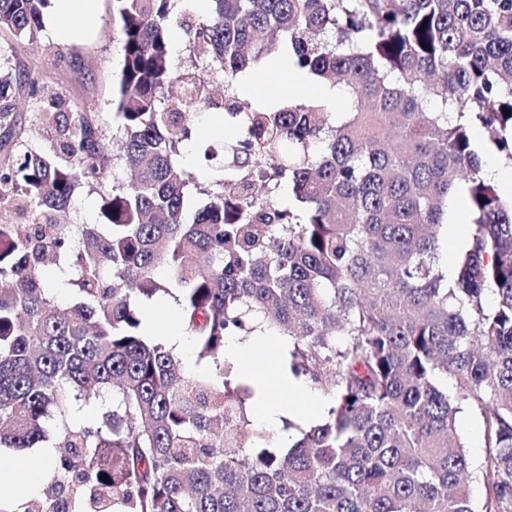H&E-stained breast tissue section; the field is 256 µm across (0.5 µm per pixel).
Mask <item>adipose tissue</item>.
I'll list each match as a JSON object with an SVG mask.
<instances>
[{
    "label": "adipose tissue",
    "mask_w": 512,
    "mask_h": 512,
    "mask_svg": "<svg viewBox=\"0 0 512 512\" xmlns=\"http://www.w3.org/2000/svg\"><path fill=\"white\" fill-rule=\"evenodd\" d=\"M55 5L50 15V25L57 37L63 40H74L92 32L97 24V0H54ZM260 339H253L250 345L230 341L225 346L226 356L234 362L242 363L253 383L259 388L257 409L260 421L275 434V443L287 444L288 438L279 432L281 416L290 414L296 417L311 416L319 413L325 406V399L305 385L289 377L281 375L280 384L294 395L295 400L289 405L267 394L270 367L260 357Z\"/></svg>",
    "instance_id": "1"
}]
</instances>
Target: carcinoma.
Instances as JSON below:
<instances>
[{
  "instance_id": "1",
  "label": "carcinoma",
  "mask_w": 512,
  "mask_h": 512,
  "mask_svg": "<svg viewBox=\"0 0 512 512\" xmlns=\"http://www.w3.org/2000/svg\"><path fill=\"white\" fill-rule=\"evenodd\" d=\"M208 4L113 0L123 182L106 189L89 112L53 106L44 144L0 143V210L31 215L0 223V469L10 450L48 449L39 492L0 496V512H477L459 400L483 418L485 512H512V198L482 160H512V0ZM51 6L0 0V30L32 36ZM175 25L203 67L173 69ZM281 49L346 110L233 91L248 70L278 74ZM16 81L0 74L5 141ZM207 112L230 131L220 158L194 137ZM189 143L194 173L178 164ZM82 183L103 192L99 223L54 222ZM194 192L206 203L189 216ZM458 195L472 231L449 269ZM51 266L76 296L66 309ZM167 296L197 372L142 330L140 305ZM258 335L288 337L293 378L331 384L318 421L282 419V448L224 355ZM87 406L101 421H76Z\"/></svg>"
}]
</instances>
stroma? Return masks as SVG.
<instances>
[{"label":"stroma","instance_id":"obj_1","mask_svg":"<svg viewBox=\"0 0 512 512\" xmlns=\"http://www.w3.org/2000/svg\"><path fill=\"white\" fill-rule=\"evenodd\" d=\"M0 58L23 76L11 91L15 111L22 118L16 130L17 141L34 143L39 138L35 116L42 109L43 99L31 87L44 85L62 96L65 111L96 113L99 127L110 141L113 157H120V141L112 127V93L121 72L123 49L120 27L112 16V0H99L97 27L81 40H59L47 26L24 38L0 32ZM470 231L468 204L460 196L455 200L448 229L442 235L443 265L453 264ZM456 424L467 444L472 469H480L486 450L479 409L462 403Z\"/></svg>","mask_w":512,"mask_h":512}]
</instances>
